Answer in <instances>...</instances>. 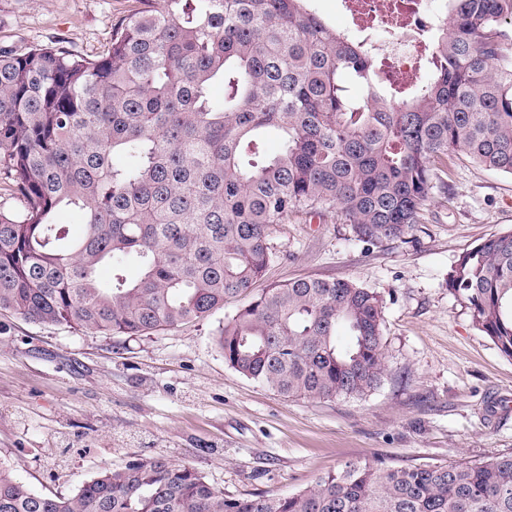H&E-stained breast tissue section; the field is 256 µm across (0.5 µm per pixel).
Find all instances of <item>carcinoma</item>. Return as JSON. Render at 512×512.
I'll return each mask as SVG.
<instances>
[{
	"mask_svg": "<svg viewBox=\"0 0 512 512\" xmlns=\"http://www.w3.org/2000/svg\"><path fill=\"white\" fill-rule=\"evenodd\" d=\"M141 4L92 58L60 42L0 49V178L19 204L0 209V309L132 338L248 295L217 331L230 368L287 398L367 396L387 376L383 299L352 279L251 294L270 227L334 210L378 245L417 223L449 155L512 175V0H448L428 78L407 95L310 0ZM448 291L512 357V230L462 253ZM0 512H512V454L348 461L273 497L226 495L164 457L105 467L67 497L0 465Z\"/></svg>",
	"mask_w": 512,
	"mask_h": 512,
	"instance_id": "obj_1",
	"label": "carcinoma"
}]
</instances>
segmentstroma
<instances>
[{"mask_svg":"<svg viewBox=\"0 0 512 512\" xmlns=\"http://www.w3.org/2000/svg\"><path fill=\"white\" fill-rule=\"evenodd\" d=\"M138 0H0V48L92 56ZM417 224L375 247L336 213L271 228L265 283L350 278L384 300L387 376L362 399L286 398L224 362L234 304L149 336H102L0 310V465L67 496L101 467L157 456L228 495L288 494L348 461L512 454V357L448 291L459 255L512 229V176L449 157Z\"/></svg>","mask_w":512,"mask_h":512,"instance_id":"1","label":"stroma"}]
</instances>
